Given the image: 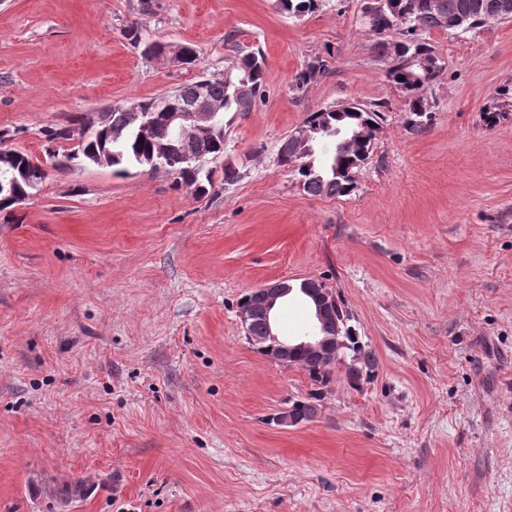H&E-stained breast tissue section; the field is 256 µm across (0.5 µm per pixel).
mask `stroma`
I'll return each instance as SVG.
<instances>
[{"label": "stroma", "instance_id": "35a3bbf8", "mask_svg": "<svg viewBox=\"0 0 512 512\" xmlns=\"http://www.w3.org/2000/svg\"><path fill=\"white\" fill-rule=\"evenodd\" d=\"M0 0V131L42 132L160 96L251 50L266 96L232 117L195 197L166 171L73 162L0 216V512H512V21L427 39L446 68L425 130L374 50L363 0L288 16L278 0ZM188 44L195 66L125 37ZM328 70L296 80L314 58ZM385 104L344 197L276 158L311 112ZM334 288L377 358L335 367L317 418L273 414L315 389L245 338L238 301L278 279ZM126 37L131 41L135 47H140L141 55L146 59L151 58L152 55L161 52L168 44H162L158 42L153 43H142V39L138 33L137 28H129L126 31ZM183 57L182 46L178 44H170L166 47L163 55L154 58L158 63L165 65H180V60ZM512 85L507 84L497 92L496 101L484 110V120L487 125H494L501 118L508 117L512 109Z\"/></svg>", "mask_w": 512, "mask_h": 512}]
</instances>
